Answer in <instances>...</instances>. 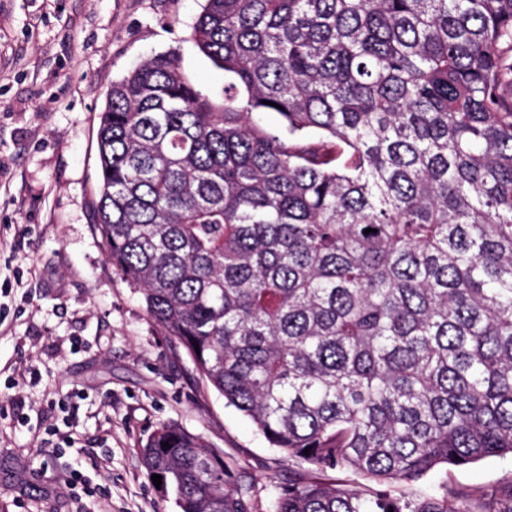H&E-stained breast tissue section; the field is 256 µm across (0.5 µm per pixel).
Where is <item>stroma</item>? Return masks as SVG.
Instances as JSON below:
<instances>
[{
    "instance_id": "1",
    "label": "stroma",
    "mask_w": 512,
    "mask_h": 512,
    "mask_svg": "<svg viewBox=\"0 0 512 512\" xmlns=\"http://www.w3.org/2000/svg\"><path fill=\"white\" fill-rule=\"evenodd\" d=\"M203 4L0 0V512H178L141 457L164 423L220 454L255 512L307 468L199 378L93 230L112 82L173 53L198 89L224 88L191 38ZM446 480L492 487L512 459L441 465L419 486Z\"/></svg>"
}]
</instances>
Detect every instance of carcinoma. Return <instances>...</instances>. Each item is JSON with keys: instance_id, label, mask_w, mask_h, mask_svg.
<instances>
[{"instance_id": "1", "label": "carcinoma", "mask_w": 512, "mask_h": 512, "mask_svg": "<svg viewBox=\"0 0 512 512\" xmlns=\"http://www.w3.org/2000/svg\"><path fill=\"white\" fill-rule=\"evenodd\" d=\"M191 37L224 93L172 54L112 83L93 226L311 465L267 512H512V480L391 493L512 456V0H205ZM141 454L180 512H252L200 437L163 424Z\"/></svg>"}]
</instances>
